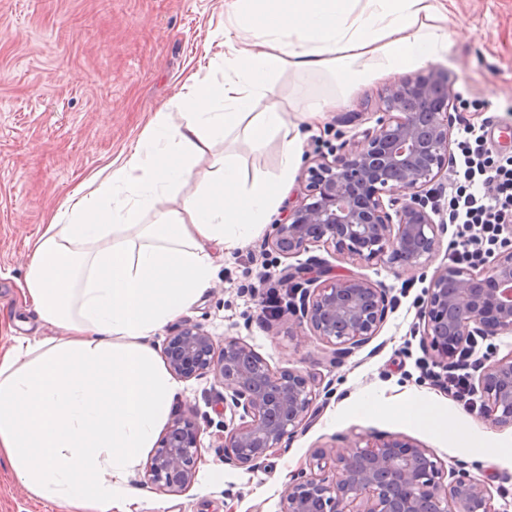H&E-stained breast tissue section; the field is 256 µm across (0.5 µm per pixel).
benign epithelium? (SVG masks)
<instances>
[{
	"label": "benign epithelium",
	"instance_id": "benign-epithelium-1",
	"mask_svg": "<svg viewBox=\"0 0 512 512\" xmlns=\"http://www.w3.org/2000/svg\"><path fill=\"white\" fill-rule=\"evenodd\" d=\"M387 118L307 170V194L273 225L267 246L280 255L309 246L333 248L365 263L420 267L445 225L428 207V187L452 162V94L448 74L430 70L402 77L386 89ZM400 198L384 203L383 195ZM393 207L388 211L387 207ZM288 310L299 327L332 347L338 361L377 335L392 300L362 276L332 275L325 259L286 271ZM421 306L422 342L431 363L453 368L477 339L512 334V250L488 264L433 275ZM169 371L190 379L212 373L224 388V407L239 423L224 426V461L253 471L282 440L303 429L321 394L320 381L300 370L275 371L239 338H215L186 324L166 338ZM475 392L485 420L512 425V355L482 367ZM201 431L191 419L172 423L146 466L159 489L181 491L195 480ZM460 461L450 472L433 452L399 439L379 440L335 458L334 473L301 472L284 490L280 512H496L487 483Z\"/></svg>",
	"mask_w": 512,
	"mask_h": 512
}]
</instances>
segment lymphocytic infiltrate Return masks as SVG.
Segmentation results:
<instances>
[{
    "instance_id": "lymphocytic-infiltrate-1",
    "label": "lymphocytic infiltrate",
    "mask_w": 512,
    "mask_h": 512,
    "mask_svg": "<svg viewBox=\"0 0 512 512\" xmlns=\"http://www.w3.org/2000/svg\"><path fill=\"white\" fill-rule=\"evenodd\" d=\"M486 125L464 123L460 160L464 182L449 201L448 221L458 225L456 259L483 257V244H495L512 223V155L492 157L486 146Z\"/></svg>"
}]
</instances>
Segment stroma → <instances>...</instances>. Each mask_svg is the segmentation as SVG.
<instances>
[{"mask_svg": "<svg viewBox=\"0 0 512 512\" xmlns=\"http://www.w3.org/2000/svg\"><path fill=\"white\" fill-rule=\"evenodd\" d=\"M451 30L440 69L448 74L456 117L481 124L493 117L492 153H511L512 0H446ZM228 22L225 0H0V346L11 334L53 336L18 295L27 270L28 240L48 222L59 201L113 161L126 159L156 112L184 93L190 76L224 80V47L209 45ZM385 76L354 86L347 104L324 113L301 144L281 212L305 193L306 171L318 155L361 140L382 115ZM328 74L284 73L270 104L305 111L336 95ZM224 149L249 176L274 179L282 169L275 146L254 147L243 132L228 134ZM264 225L246 247L215 257L209 288L151 341L162 352L167 336L196 324L223 341L243 339L276 371L301 370L334 388L314 420L260 468L224 461V389L213 375L177 379L171 418L189 417L202 429V461L194 483L179 492L148 484L138 462L127 486L138 512H279L294 474L309 470L317 452L327 459L375 439H404L431 450L442 470L466 462L486 481L496 512H512V426L466 411L427 373V351L413 331L432 276L456 266V225H448L423 267L360 264L322 247L289 257L267 248ZM326 259L337 274L357 273L395 300L379 332L341 363L330 347L305 334L294 317L268 321L254 293L261 277L278 278L308 256ZM419 399L447 414L448 429L409 425L393 408Z\"/></svg>", "mask_w": 512, "mask_h": 512, "instance_id": "obj_1", "label": "stroma"}]
</instances>
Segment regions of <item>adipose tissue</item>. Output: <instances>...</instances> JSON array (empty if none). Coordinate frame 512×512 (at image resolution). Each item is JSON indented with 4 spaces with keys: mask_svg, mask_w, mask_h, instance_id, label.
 Instances as JSON below:
<instances>
[{
    "mask_svg": "<svg viewBox=\"0 0 512 512\" xmlns=\"http://www.w3.org/2000/svg\"><path fill=\"white\" fill-rule=\"evenodd\" d=\"M250 23L224 83L194 80L158 112L132 155L65 197L37 238L20 292L63 340L12 337L0 352V465L55 512H131L127 478L165 425L176 386L151 346L211 280V250L244 247L279 211L298 162L300 123L269 104L287 72H327L340 88L438 59L442 0H231ZM223 111H216V104ZM244 129L280 147L278 181L249 177L220 150ZM208 159L210 178L178 208L167 191ZM130 199L117 204L118 190Z\"/></svg>",
    "mask_w": 512,
    "mask_h": 512,
    "instance_id": "1",
    "label": "adipose tissue"
}]
</instances>
